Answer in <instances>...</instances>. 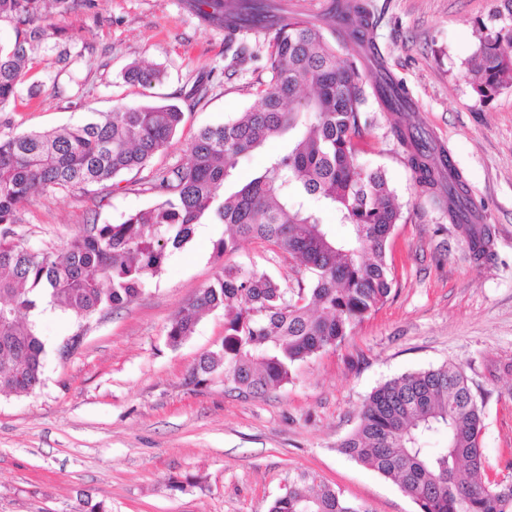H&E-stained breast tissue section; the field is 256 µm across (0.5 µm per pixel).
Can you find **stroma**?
<instances>
[{
    "label": "stroma",
    "mask_w": 512,
    "mask_h": 512,
    "mask_svg": "<svg viewBox=\"0 0 512 512\" xmlns=\"http://www.w3.org/2000/svg\"><path fill=\"white\" fill-rule=\"evenodd\" d=\"M366 2L413 120L446 150L491 232L487 256L473 259L461 230L405 164L390 115L368 102L372 147L358 161L385 172L403 215L389 240L387 301L266 396L226 392L220 376L188 386L191 367L224 338V312L205 314L176 349L166 344V327L221 263L291 282L298 271L289 255L252 241L217 257L224 227L206 225L127 306L87 320L39 318L42 386L29 396L0 394V512H75L86 498L108 512H269L301 471L368 512H419L396 483L338 444L375 387L446 363L463 368L484 405L489 460L512 457V88L482 104L465 77L480 27L510 30L512 15H494V0ZM51 21L58 33L33 53L15 103L0 112L1 138L76 124L119 101L173 103L184 122L151 169L122 176L106 195L23 201L17 231L35 250L62 249L86 224H118L155 204L152 168L183 163L200 127L256 105L269 79L271 31H241L237 41L254 58L228 72L224 26L199 17L193 0H84ZM134 62L163 68V80L147 89L126 82ZM199 84L206 92L198 98ZM78 332L79 348L61 357Z\"/></svg>",
    "instance_id": "35a3bbf8"
}]
</instances>
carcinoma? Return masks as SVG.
<instances>
[{
  "instance_id": "cac0c4a2",
  "label": "carcinoma",
  "mask_w": 512,
  "mask_h": 512,
  "mask_svg": "<svg viewBox=\"0 0 512 512\" xmlns=\"http://www.w3.org/2000/svg\"><path fill=\"white\" fill-rule=\"evenodd\" d=\"M83 0H0V22L14 39L0 44V112L17 96L33 52L54 34L47 7L68 12ZM209 20H224L229 67L252 59L235 34L266 27V0H196ZM330 39L322 25L292 17L269 41L270 80L259 103L223 125L200 130L185 161L154 170L159 200L120 224H88L61 250H32L16 232L18 206L36 193L102 194L117 178L146 168L168 146L184 112L172 104L117 103L112 111L44 132L0 139V393L27 396L43 383L44 343L31 312L43 300L51 309L87 319L135 300L183 249L195 226L210 219L229 235L218 255L240 240L284 252L301 267L290 284L265 271L226 264L170 320L167 345L181 346L205 311L224 310V340L202 355L188 384L224 375L240 394L263 395L295 379L299 365L336 347L382 305L391 292L387 242L402 220L385 174L362 167L360 146L374 127L364 106L372 97L397 116L391 133L422 192L442 205L448 223L465 234L474 259L489 232L464 222L469 206L462 176L419 127L404 120L409 99L382 65L373 41L374 17L363 0H335ZM353 53L343 59L340 51ZM161 70L135 64L129 81L145 88ZM479 100L512 88V31L486 26L466 70ZM283 139L288 148L270 156L245 185L233 181L241 159ZM336 212L347 227L336 236L321 211ZM484 411L462 367L443 364L393 378L366 398L357 427L338 447L357 462L397 482L419 512H512L509 473L493 470L483 448ZM442 434L446 446L430 448ZM269 512H369L332 486L300 472Z\"/></svg>"
}]
</instances>
